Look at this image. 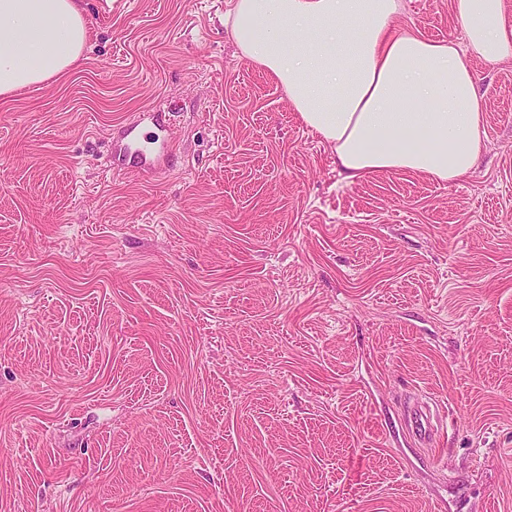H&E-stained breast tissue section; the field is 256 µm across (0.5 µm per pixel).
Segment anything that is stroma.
Returning <instances> with one entry per match:
<instances>
[{"label":"stroma","mask_w":512,"mask_h":512,"mask_svg":"<svg viewBox=\"0 0 512 512\" xmlns=\"http://www.w3.org/2000/svg\"><path fill=\"white\" fill-rule=\"evenodd\" d=\"M234 3L83 0L80 68L0 99V512H512V59L474 171L348 184ZM126 153L137 160L139 169L145 172L155 168L162 159L165 161V154L154 153L137 145L136 141L127 145ZM412 432L422 444L432 441V418L422 408H414L411 411Z\"/></svg>","instance_id":"35a3bbf8"}]
</instances>
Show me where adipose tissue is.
<instances>
[{"instance_id": "adipose-tissue-1", "label": "adipose tissue", "mask_w": 512, "mask_h": 512, "mask_svg": "<svg viewBox=\"0 0 512 512\" xmlns=\"http://www.w3.org/2000/svg\"><path fill=\"white\" fill-rule=\"evenodd\" d=\"M464 46L394 28L401 0H236L243 57L272 73L349 182L416 172L469 174L484 147L472 63L512 57L505 0H451ZM81 0H0V96L47 83L83 59Z\"/></svg>"}]
</instances>
